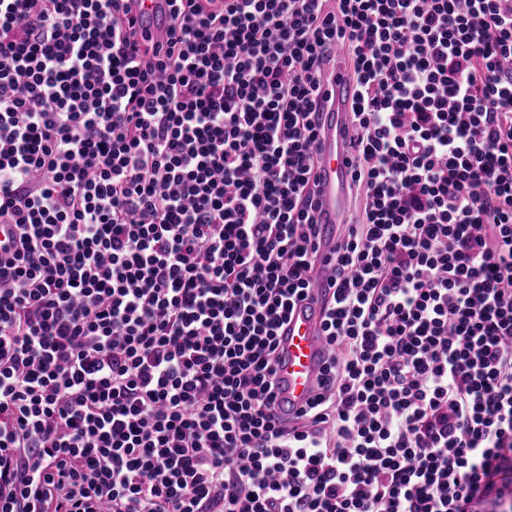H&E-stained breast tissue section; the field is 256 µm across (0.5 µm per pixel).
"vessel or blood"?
<instances>
[{"label": "vessel or blood", "mask_w": 512, "mask_h": 512, "mask_svg": "<svg viewBox=\"0 0 512 512\" xmlns=\"http://www.w3.org/2000/svg\"><path fill=\"white\" fill-rule=\"evenodd\" d=\"M333 96V106L323 116L324 133L317 143L319 174V224L322 254H329L336 243V226L343 223L348 204L350 180L348 107L353 82L346 67H338L326 88ZM319 300L295 304L287 322L279 329V346L275 358L276 407L298 409L320 390L319 375L326 358V347L320 334Z\"/></svg>", "instance_id": "b4317fda"}]
</instances>
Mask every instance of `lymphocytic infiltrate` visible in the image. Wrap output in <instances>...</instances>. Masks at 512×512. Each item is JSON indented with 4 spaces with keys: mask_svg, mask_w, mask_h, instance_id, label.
<instances>
[{
    "mask_svg": "<svg viewBox=\"0 0 512 512\" xmlns=\"http://www.w3.org/2000/svg\"><path fill=\"white\" fill-rule=\"evenodd\" d=\"M0 0V512H512V0ZM345 56L359 215L276 419ZM314 300L295 304L288 321L279 329V346L275 358V415L283 409H299L318 392L319 375L326 359V347L320 335L321 304L319 294L326 282L318 276Z\"/></svg>",
    "mask_w": 512,
    "mask_h": 512,
    "instance_id": "1",
    "label": "lymphocytic infiltrate"
}]
</instances>
